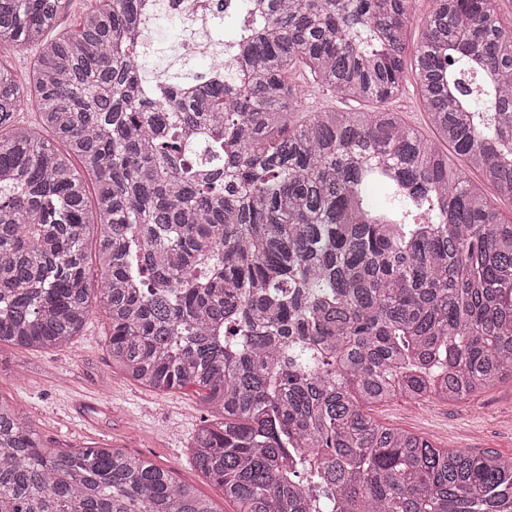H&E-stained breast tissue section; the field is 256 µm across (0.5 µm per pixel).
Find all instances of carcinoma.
<instances>
[{
    "instance_id": "obj_1",
    "label": "carcinoma",
    "mask_w": 512,
    "mask_h": 512,
    "mask_svg": "<svg viewBox=\"0 0 512 512\" xmlns=\"http://www.w3.org/2000/svg\"><path fill=\"white\" fill-rule=\"evenodd\" d=\"M414 2L243 0L266 23L234 68L156 97L144 0L54 38L62 0H0V47H39L24 80L0 68V346L67 345L99 309L129 379L203 391L192 460L235 512H512V457L364 411L512 379V27L433 0L411 48ZM300 65L380 109L303 111ZM410 80L467 166L385 107ZM0 512L214 510L139 455L51 452L0 403Z\"/></svg>"
}]
</instances>
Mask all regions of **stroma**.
<instances>
[{
  "label": "stroma",
  "mask_w": 512,
  "mask_h": 512,
  "mask_svg": "<svg viewBox=\"0 0 512 512\" xmlns=\"http://www.w3.org/2000/svg\"><path fill=\"white\" fill-rule=\"evenodd\" d=\"M108 333L96 312L67 346L0 347V400L25 413L47 448L111 445L193 486L214 512H234L222 489L191 463L192 436L208 415L200 395L191 388L160 393L126 379L112 367ZM371 414L444 448L512 457V380L466 402L397 399Z\"/></svg>",
  "instance_id": "1"
}]
</instances>
